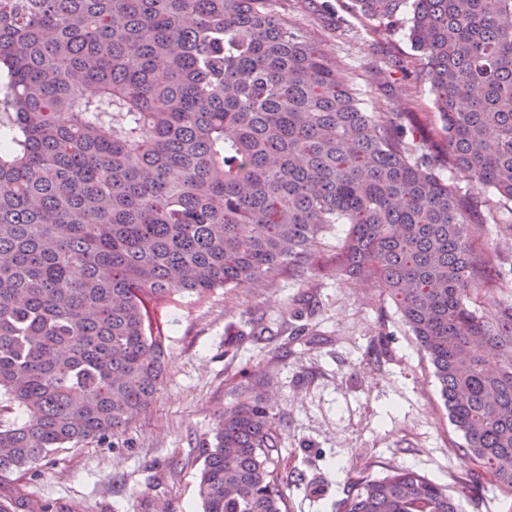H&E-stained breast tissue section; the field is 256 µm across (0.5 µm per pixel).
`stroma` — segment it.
Here are the masks:
<instances>
[{"instance_id": "35a3bbf8", "label": "stroma", "mask_w": 512, "mask_h": 512, "mask_svg": "<svg viewBox=\"0 0 512 512\" xmlns=\"http://www.w3.org/2000/svg\"><path fill=\"white\" fill-rule=\"evenodd\" d=\"M351 77L363 107L401 124L408 138L445 157L446 137L425 66L403 26L356 12L352 0H268ZM469 231L512 269V202L456 180ZM168 336L160 389L146 412L106 440L56 450L36 479L35 498L82 512H202V450L218 415L242 390L276 414L277 470L289 512H334L349 483L407 468L463 492L465 512H512L486 470L454 443L429 360L395 305L378 289L350 286L335 250H320L306 279L220 288L159 305Z\"/></svg>"}]
</instances>
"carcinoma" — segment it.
Instances as JSON below:
<instances>
[{"mask_svg": "<svg viewBox=\"0 0 512 512\" xmlns=\"http://www.w3.org/2000/svg\"><path fill=\"white\" fill-rule=\"evenodd\" d=\"M267 0H0V485L105 439L164 374L149 304L336 274L395 305L462 456L512 496V307L479 314L488 245L441 160L365 111ZM426 60L458 177L512 201V0H353ZM272 408L218 416L203 512H286ZM0 512H80L18 487ZM336 512H463L410 469Z\"/></svg>", "mask_w": 512, "mask_h": 512, "instance_id": "obj_1", "label": "carcinoma"}]
</instances>
